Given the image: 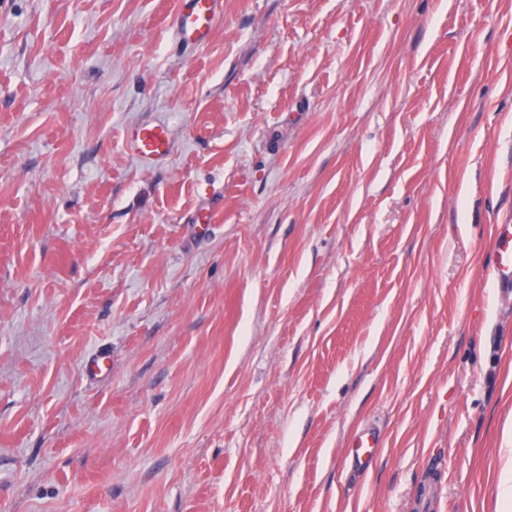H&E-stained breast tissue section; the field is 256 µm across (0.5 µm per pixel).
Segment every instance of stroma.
Returning <instances> with one entry per match:
<instances>
[{
	"mask_svg": "<svg viewBox=\"0 0 512 512\" xmlns=\"http://www.w3.org/2000/svg\"><path fill=\"white\" fill-rule=\"evenodd\" d=\"M176 2L0 0V512H512V0ZM224 10L223 0H179L176 38L184 45L206 43ZM124 140L130 152L147 165L170 152L169 130L162 123L133 125L125 130ZM495 273L506 295L512 290V225L498 224L494 239ZM380 436L372 430L356 433L350 443L349 454L358 466L368 465L378 454Z\"/></svg>",
	"mask_w": 512,
	"mask_h": 512,
	"instance_id": "obj_1",
	"label": "stroma"
}]
</instances>
